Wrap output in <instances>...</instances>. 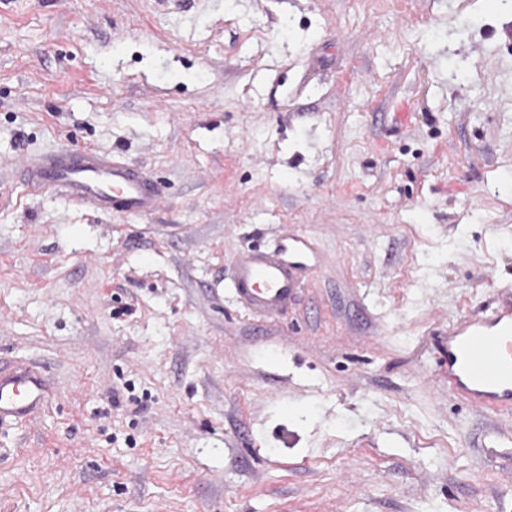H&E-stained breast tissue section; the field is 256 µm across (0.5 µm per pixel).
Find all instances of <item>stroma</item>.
Here are the masks:
<instances>
[{
	"mask_svg": "<svg viewBox=\"0 0 512 512\" xmlns=\"http://www.w3.org/2000/svg\"><path fill=\"white\" fill-rule=\"evenodd\" d=\"M152 170L157 213L27 194L20 157ZM318 263L273 322L243 248ZM512 285V12L483 0H0V512H512V415L449 324ZM45 393V379L36 367L5 369L0 363V422L29 416Z\"/></svg>",
	"mask_w": 512,
	"mask_h": 512,
	"instance_id": "obj_1",
	"label": "stroma"
}]
</instances>
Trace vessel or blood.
<instances>
[{"mask_svg":"<svg viewBox=\"0 0 512 512\" xmlns=\"http://www.w3.org/2000/svg\"><path fill=\"white\" fill-rule=\"evenodd\" d=\"M19 177L25 188H55L95 211L141 217L156 212L162 194L148 170L95 149L24 158ZM308 260L299 238L239 254L231 278L238 303L258 318H277L294 302L301 288L298 272ZM445 364L450 391L479 409L512 412V287L494 292L489 313L449 325ZM44 393L38 368L0 365V421L27 418Z\"/></svg>","mask_w":512,"mask_h":512,"instance_id":"obj_1","label":"vessel or blood"}]
</instances>
